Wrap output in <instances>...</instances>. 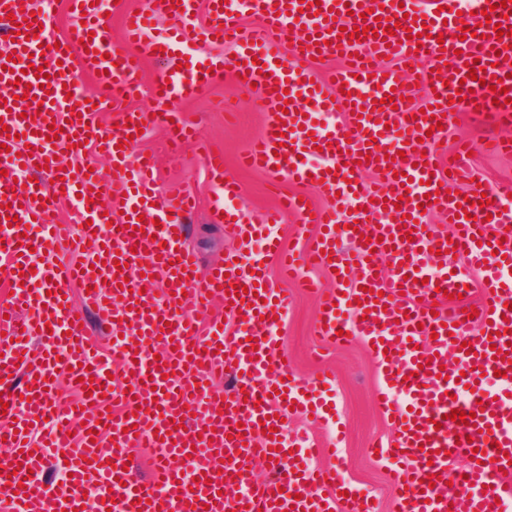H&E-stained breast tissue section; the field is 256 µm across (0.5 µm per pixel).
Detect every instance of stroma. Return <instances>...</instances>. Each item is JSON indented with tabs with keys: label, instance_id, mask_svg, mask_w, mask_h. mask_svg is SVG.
<instances>
[{
	"label": "stroma",
	"instance_id": "stroma-1",
	"mask_svg": "<svg viewBox=\"0 0 512 512\" xmlns=\"http://www.w3.org/2000/svg\"><path fill=\"white\" fill-rule=\"evenodd\" d=\"M163 70L161 61L144 57L139 73L143 96L109 105L100 117L101 126H112L117 113L127 109L153 111L156 101L151 91ZM168 104L194 125L202 140L223 152L225 170L241 186V194L232 206L237 227L212 223L209 204L214 189L192 149L170 151L166 130L161 126L149 129L130 147L134 155L142 151L155 154L158 197L185 188L195 192L199 208L187 225L186 246L199 271L204 272L223 262L226 252L238 246L239 226L256 224L262 211L274 207L281 196L293 193L294 187L272 185L267 175L240 166V155L263 131L269 110L232 77L190 95L175 94ZM265 262L270 286L286 288L289 300L288 315L276 331V355L287 359L290 370L303 385L314 386L322 372L335 374L325 393L330 416L316 421L307 413L291 411L286 419L287 436H302L316 447L335 449L336 469L361 497L370 500L373 512H396L399 491L391 484L387 468L368 453L373 440L390 441L395 437L391 421L373 403L372 392L381 376L369 345L357 336L338 346L321 342L316 333L319 311L315 297L292 286L284 287L274 258L266 257Z\"/></svg>",
	"mask_w": 512,
	"mask_h": 512
}]
</instances>
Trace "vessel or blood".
Wrapping results in <instances>:
<instances>
[{
	"mask_svg": "<svg viewBox=\"0 0 512 512\" xmlns=\"http://www.w3.org/2000/svg\"><path fill=\"white\" fill-rule=\"evenodd\" d=\"M380 13H372L373 5ZM480 14L461 18L454 0H237L241 14L256 18L271 40L237 29L224 0H208V18L197 24L196 0L180 7L160 0L159 10L176 23L171 39H148L152 14H129L123 46H115L107 23L90 0H70L84 9L86 24L75 36L55 40L46 12L33 0H0V18L12 42L0 57V258L12 296L0 305V438L12 449L11 465L0 468V512H82L84 488L95 483L99 512H341L348 483L342 473L305 470L322 448L289 447L283 420L289 407L313 399L290 379L275 356V329L288 313V299L269 288L264 262L246 258L250 241L240 240L222 272L199 275L182 238L183 219L196 206L192 191L155 202L152 157L129 156L130 135L165 123L171 140L193 133L168 112L118 113L112 127L98 124L99 103L139 91L138 61L181 53L190 42H227L235 58L220 56L207 66L168 72L154 92L194 93L232 75L254 86L255 98L273 111L242 161L265 172L272 183L315 186L334 199L313 209L298 196L266 211L258 226L268 253L278 255L284 275L316 293L321 337L346 328L345 310H355L356 331L374 348L381 383L374 393L379 410L398 433L379 443L376 461L394 474L400 512H502L512 498V188L494 185L462 196L450 182L471 178L469 144L439 164L445 128L460 112L493 109L512 122V68L499 57L512 55V0H478ZM490 16H483L484 8ZM396 23L388 33V23ZM369 34H362V27ZM473 35H464V28ZM426 59L417 85L408 69L384 65L387 57ZM343 58L333 83L315 78L306 62ZM479 62L477 72L468 65ZM96 75L99 94L90 96L76 76ZM501 94H492V87ZM432 89L430 106L416 113L411 100ZM341 112L346 122L324 126L318 136L304 130L309 104ZM60 130L49 138L50 127ZM104 144L112 173L63 167V147ZM322 154L321 164L309 158ZM197 156L215 187L211 219L220 222L238 195L224 174L223 154L199 146ZM380 183L367 185L363 171ZM33 175L27 187L18 173ZM81 196L72 224L59 223L58 195ZM110 196L111 207L100 204ZM450 221L430 227L420 205ZM301 220L303 252L283 251L270 226L284 213ZM101 242L89 254L81 246ZM463 254L480 278L477 315L447 310L449 295L465 293V275L440 269L441 254ZM390 262L382 274L371 254ZM41 255V291L22 285L21 268ZM333 270L336 288L326 289L301 274L303 265ZM355 283H348L350 272ZM163 274L162 300L142 292L151 275ZM84 289L83 305L70 297ZM222 301L237 321L235 335L217 324L200 325L198 312ZM95 307L100 327L114 333L110 354L93 350L86 337L84 306ZM161 358H154L156 343ZM119 360L127 380L117 394L121 414L108 409L113 393L107 371ZM66 373L79 404L58 399L57 375ZM229 374L231 392L212 380ZM470 417L451 421L452 411ZM42 451H33L32 439ZM68 480L43 478L46 449ZM156 448L150 477L127 470V451ZM464 457L465 475L445 493L450 458ZM224 466H217V459ZM192 460L193 481L181 464ZM262 460L277 477L258 483L253 464Z\"/></svg>",
	"mask_w": 512,
	"mask_h": 512,
	"instance_id": "obj_1",
	"label": "vessel or blood"
}]
</instances>
